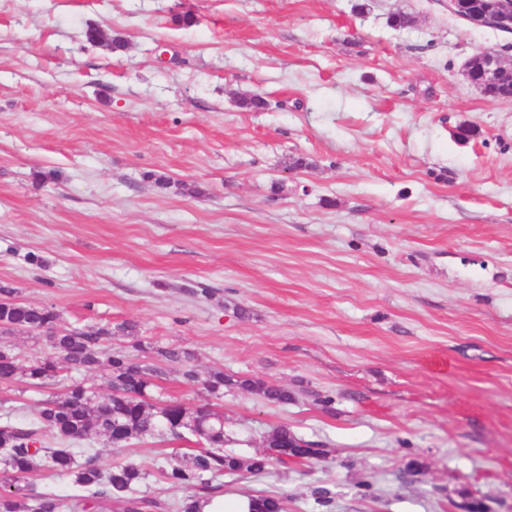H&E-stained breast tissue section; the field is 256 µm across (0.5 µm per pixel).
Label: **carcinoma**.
I'll use <instances>...</instances> for the list:
<instances>
[{
	"label": "carcinoma",
	"instance_id": "1",
	"mask_svg": "<svg viewBox=\"0 0 512 512\" xmlns=\"http://www.w3.org/2000/svg\"><path fill=\"white\" fill-rule=\"evenodd\" d=\"M13 289L0 287V322L14 332L42 334L56 353L27 360L8 348H0V382L20 376L36 388H44L63 371L88 372L105 365L110 370L112 395L105 401L81 384L42 403L36 425L21 427L0 422V512H108L110 505L122 512H167L169 504L140 494L147 473L134 463L108 471L96 465L98 454L72 444L91 434L101 436L113 448H125L133 440L155 436L196 437L198 448L161 467L164 479L174 488L191 491L178 505L179 512H203L205 504L224 493V475L247 472L259 475L274 464L310 461L322 456L319 449L298 438L288 425L275 427L266 438L267 452L244 457L224 448V415L200 408L190 411L177 402L154 398V380L162 374L160 362L182 361L175 349H158L148 361H135L122 350L108 347L112 329L91 332L67 329L51 307L12 298ZM205 392L217 399L226 388L255 392L279 404L291 400L288 390L252 379H234L214 371L202 381ZM48 429L56 448L46 446L40 431ZM43 470L71 479L81 493L58 496L39 493L25 484L26 476ZM251 512H286L281 497L251 495Z\"/></svg>",
	"mask_w": 512,
	"mask_h": 512
}]
</instances>
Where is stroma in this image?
I'll list each match as a JSON object with an SVG mask.
<instances>
[{
    "label": "stroma",
    "mask_w": 512,
    "mask_h": 512,
    "mask_svg": "<svg viewBox=\"0 0 512 512\" xmlns=\"http://www.w3.org/2000/svg\"><path fill=\"white\" fill-rule=\"evenodd\" d=\"M358 2L0 0V286L133 359L175 348L201 379L288 389L225 390L228 449L285 424L324 456L225 477L228 497L512 512V99L462 75L479 50L512 63V34L448 0ZM161 369L156 397L208 402ZM108 380L0 384V421ZM86 445L182 498L160 468L194 443ZM202 385L209 396L217 399L224 396V388H238L255 392L274 403L288 404V401L291 400V395L288 393V390L284 388L248 378L234 379L224 375V371L211 372L202 382Z\"/></svg>",
    "instance_id": "35a3bbf8"
}]
</instances>
